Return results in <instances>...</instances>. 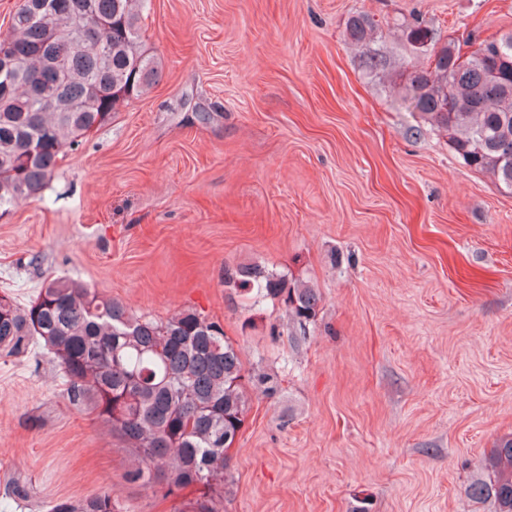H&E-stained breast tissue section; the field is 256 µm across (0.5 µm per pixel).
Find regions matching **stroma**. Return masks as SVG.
<instances>
[{
	"label": "stroma",
	"mask_w": 512,
	"mask_h": 512,
	"mask_svg": "<svg viewBox=\"0 0 512 512\" xmlns=\"http://www.w3.org/2000/svg\"><path fill=\"white\" fill-rule=\"evenodd\" d=\"M414 20L441 43L498 36L512 0H149L159 80L0 210V295L68 277L138 315L193 309L279 377L248 392L224 512H494L469 485L512 435V194L401 105L399 73L426 63ZM242 264L318 288L306 336L231 296ZM133 460L46 350L0 356V512L103 491L177 512L126 482ZM348 31L352 40L357 43L370 41L376 31L374 21L366 14L351 17L348 22Z\"/></svg>",
	"instance_id": "35a3bbf8"
}]
</instances>
